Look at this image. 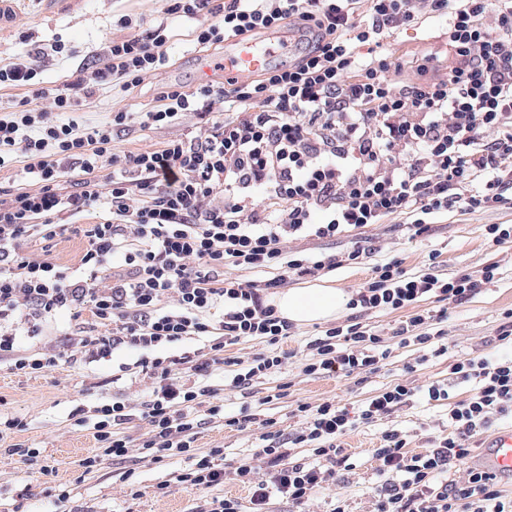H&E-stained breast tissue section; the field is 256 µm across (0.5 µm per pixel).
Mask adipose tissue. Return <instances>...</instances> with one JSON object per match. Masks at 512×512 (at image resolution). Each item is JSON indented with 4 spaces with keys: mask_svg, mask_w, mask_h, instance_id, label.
<instances>
[{
    "mask_svg": "<svg viewBox=\"0 0 512 512\" xmlns=\"http://www.w3.org/2000/svg\"><path fill=\"white\" fill-rule=\"evenodd\" d=\"M348 301L341 289L315 285L289 289L277 297L275 305L279 314L289 321L311 324L338 316Z\"/></svg>",
    "mask_w": 512,
    "mask_h": 512,
    "instance_id": "obj_1",
    "label": "adipose tissue"
}]
</instances>
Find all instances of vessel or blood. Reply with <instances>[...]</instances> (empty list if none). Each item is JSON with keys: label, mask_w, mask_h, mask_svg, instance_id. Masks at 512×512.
Masks as SVG:
<instances>
[{"label": "vessel or blood", "mask_w": 512, "mask_h": 512, "mask_svg": "<svg viewBox=\"0 0 512 512\" xmlns=\"http://www.w3.org/2000/svg\"><path fill=\"white\" fill-rule=\"evenodd\" d=\"M294 43L289 35L271 30L264 41L248 38L228 41L222 59L203 60L199 63L202 80H212L214 73L230 78L250 75L264 69L276 55L291 56ZM487 468L499 473L512 474V429L498 431L487 443L484 457Z\"/></svg>", "instance_id": "obj_1"}]
</instances>
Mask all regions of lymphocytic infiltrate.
<instances>
[{
  "label": "lymphocytic infiltrate",
  "instance_id": "obj_1",
  "mask_svg": "<svg viewBox=\"0 0 512 512\" xmlns=\"http://www.w3.org/2000/svg\"><path fill=\"white\" fill-rule=\"evenodd\" d=\"M169 13L211 16L194 31L201 45L291 25L312 38L297 61L266 67L246 79L211 81L187 89L165 88L145 112L111 113L106 122L82 126L67 119L83 98L141 84L168 60L167 28L112 40L100 64L48 89L38 66L20 57L0 67V86H21L17 110L0 114V168L23 160L24 186L0 187V361L14 374L40 376L62 358L97 361L120 348L153 350L205 336L194 356L142 359L125 372L152 386L140 418L146 438L133 441V415L120 401L92 407L79 425H90L96 449L81 461L85 473L138 448L157 463L186 455L192 464L177 482L202 491L192 512H270L272 499L302 512L312 494L351 470L338 442L360 423L394 414L415 396L449 404L453 434L408 450L399 430L383 434L372 454L379 481L372 512H512L495 473L457 471L468 440L494 420L512 414V356L457 361L451 372L474 385L451 401L443 383L425 388L391 385L367 398L357 412L325 401L301 403L303 424L288 435L223 465L220 448L200 453L196 407L211 397L209 377L229 368L233 387L246 389L274 373L283 356L243 360L225 348L242 338L274 345L293 325L269 297L294 277H320L358 260L359 251L304 254L293 242L333 240L348 228L405 216L413 236L429 218L466 205L489 208L512 191V0H170ZM448 20L446 36L456 62L432 83L395 82L384 39L427 21ZM51 108H44V99ZM232 104L233 113L210 121ZM196 115L205 123L191 135L160 146L117 153L118 128L158 129ZM78 166V190L68 169ZM98 211L75 273L50 254L32 255L33 240L53 241L72 218ZM129 267L109 274L112 260ZM255 270L245 283L226 269ZM273 277H265V270ZM497 265L438 274L434 267L407 273L396 261L373 266L352 295L350 308L411 309L397 329L402 345L434 357L446 353L443 330L418 302L451 304L494 282ZM89 311L92 321L69 339L68 353L53 346L31 354L20 337L37 338L56 314ZM382 338L349 320L307 344V374L351 375L377 369L388 358ZM226 484L247 487V499L215 496Z\"/></svg>",
  "mask_w": 512,
  "mask_h": 512
}]
</instances>
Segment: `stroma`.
Masks as SVG:
<instances>
[{"instance_id":"stroma-1","label":"stroma","mask_w":512,"mask_h":512,"mask_svg":"<svg viewBox=\"0 0 512 512\" xmlns=\"http://www.w3.org/2000/svg\"><path fill=\"white\" fill-rule=\"evenodd\" d=\"M168 6V0H15L13 15L0 22V66L20 56L35 55L38 48L54 41H63L71 49L69 56L40 62L37 78L50 87L100 57L107 40L127 36L122 20L141 21L148 27L162 23L170 36L168 63L134 90L117 85L83 102L73 118L94 125L107 120L113 111L147 110L155 105L165 86L198 85V57L214 58L221 53L220 48L202 47L194 41L192 32L201 25V17L171 15ZM444 32V21L437 20L399 31L388 39L389 51L401 64L396 81L425 82L442 74L452 61ZM198 125V118L189 115L162 129L117 130L113 133L114 145L120 152L137 151L189 134ZM97 221L96 214L85 215L80 224L52 241L51 255L64 269L77 268L87 243L83 227ZM493 224L512 225V200L491 209H453L438 216L428 233L414 238L407 233L404 218L393 216L333 241L299 242V249L308 253L370 248L369 257L321 278L323 284L349 295L370 278L375 264L396 261L407 272L415 273L427 264L432 253L443 273L456 275L493 263L498 265L499 275L480 294L450 306L448 318L441 324L448 352L441 357L424 361L415 346L398 345L393 333L407 320L408 311H378L369 315L368 322L391 350L378 370L352 377L306 374L304 346L327 329L323 321L295 325L292 336L277 347L288 355L285 365L250 389L242 391L225 384L223 372L215 371L209 379L215 393L208 406L196 410L203 421L197 440L199 451L222 448L224 460L229 463L260 445L263 427L252 425L240 430L225 426L224 416L243 411L261 414L275 421L278 429L290 431L302 423L293 414L296 403L330 400L350 408L396 382L421 387L439 381L447 384L452 400L467 398L473 385L453 379L451 364L479 355L512 354V348L497 339L499 327L512 321V242L490 245L487 229ZM132 358V352L119 350L91 364H61L36 378L12 374L6 364L0 363V413L22 419L25 424L10 441L41 451L38 458L25 464L0 453L1 506L10 512H192L199 492L168 480L171 472L188 467L187 457H166L156 464L133 457L122 463L106 460L90 474L84 473L80 465L95 443L89 427L75 426V409H89L112 399L121 401L134 414L130 434L139 438L146 432L139 414L149 395V379L131 382L113 378L119 365ZM212 405L222 408V415L210 416L208 408ZM391 429L409 435L410 450H421L428 447L430 437L448 435V408L419 396L388 418L348 431L340 444L350 455L353 470L344 472L340 483L317 490L306 512H329L331 501L339 495L347 497L351 512H370L369 491L378 481L372 450L379 446L383 432ZM128 471L133 474L129 480L124 477ZM164 480L169 483L165 496H154V486ZM64 487L71 497L61 504L57 494ZM135 488L140 490V498L132 497Z\"/></svg>"}]
</instances>
